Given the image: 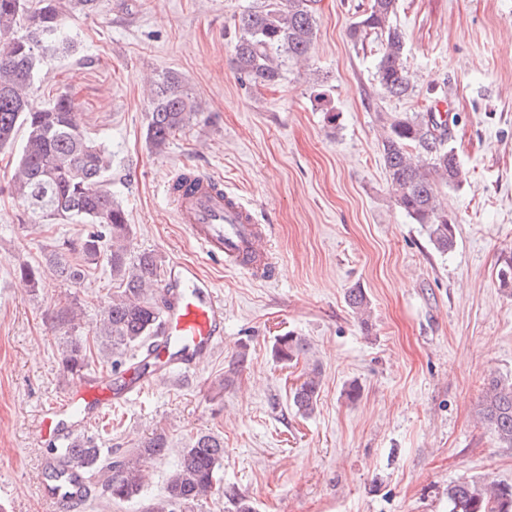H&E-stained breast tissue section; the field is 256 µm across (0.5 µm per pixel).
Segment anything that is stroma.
<instances>
[{"label": "stroma", "mask_w": 512, "mask_h": 512, "mask_svg": "<svg viewBox=\"0 0 512 512\" xmlns=\"http://www.w3.org/2000/svg\"><path fill=\"white\" fill-rule=\"evenodd\" d=\"M368 3L315 0L305 65L286 64L277 85L247 88L230 62L234 18L256 0H100L95 14L65 12L72 48L35 78L44 104L71 89L81 128L111 154L108 187L133 227L129 251L196 264L224 299L212 355L190 371L172 368L86 431L120 454L167 432L171 448L151 462L144 499L162 492L199 433L223 438L224 465L221 494L194 512H230L227 490L257 512H448L451 482L512 484V448L477 414L488 379L512 378V291L497 279L512 252V0H397L393 22L406 34L415 85L403 100L376 92L379 42L348 37ZM167 73L201 114L158 150L146 139V82ZM437 102L467 173L440 189L455 222L444 254L395 206L376 121L380 110ZM16 156L0 150V505L50 512L41 423L79 380L60 369L68 331L54 316L78 303L77 332L88 335L112 278L102 263L79 285L48 270L46 254L79 242L86 227L41 223L9 194ZM187 163L223 178L271 224L275 281L209 259L175 223L162 188ZM23 264L41 269V288L21 282ZM355 285L370 300L366 328L345 300ZM290 332L309 351L285 365L272 346ZM314 366L321 392L304 417L290 394Z\"/></svg>", "instance_id": "obj_1"}]
</instances>
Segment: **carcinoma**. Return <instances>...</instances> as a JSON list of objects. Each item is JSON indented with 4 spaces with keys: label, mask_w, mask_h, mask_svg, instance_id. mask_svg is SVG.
Wrapping results in <instances>:
<instances>
[{
    "label": "carcinoma",
    "mask_w": 512,
    "mask_h": 512,
    "mask_svg": "<svg viewBox=\"0 0 512 512\" xmlns=\"http://www.w3.org/2000/svg\"><path fill=\"white\" fill-rule=\"evenodd\" d=\"M396 0H371L368 9L349 28L357 43L380 40L381 52L374 80L380 92L392 98L414 94L406 66L405 34L393 24ZM62 0H0V149L23 139L18 151L10 193L45 224L71 221L89 224L79 243L80 260L71 262L67 241L50 251L47 263L62 280L84 281L86 271L103 261L109 267L115 291L92 328V337L68 336L62 345L61 366L78 375L90 365V344L97 346L100 364L116 374L121 367L159 336L161 306L149 295L160 279L161 261L152 252L128 254L125 242L132 232L125 209L105 185L111 167L107 151L92 140L77 122L76 100L61 92L49 107L34 99V79L52 55L68 48L62 36ZM317 20L311 0H259L239 15L231 61L241 85L263 86L282 80L286 56L301 62L313 45ZM147 137L157 149L198 118L196 100L181 89L173 75L155 82ZM382 153L387 175L396 189L395 205L421 225L429 242L446 253L455 242V224L448 222L439 186H459L466 180L453 149L447 146L448 123L441 115L424 112H379ZM29 288L41 284L39 269L23 265L17 270ZM345 299L363 325H368L370 302L363 288L347 289ZM308 346L291 333L278 337L273 357L298 362ZM321 388L317 369L291 391L292 405L302 416L311 415ZM480 422L505 448L512 447V379L493 376L486 384L478 409ZM169 437L160 429L134 452L116 458L104 456L90 438L80 437L67 456L48 451L46 470L53 483L65 478L69 463L80 460L86 472L103 476L102 492L120 504L144 496L148 463L164 456ZM224 440L200 433L185 443L161 496L150 500L145 512H190L199 501L220 489ZM233 512H256L253 502L236 492H224ZM449 512H512V484L496 480H462L448 485Z\"/></svg>",
    "instance_id": "obj_1"
}]
</instances>
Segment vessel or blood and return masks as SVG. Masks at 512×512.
I'll use <instances>...</instances> for the list:
<instances>
[{
	"label": "vessel or blood",
	"mask_w": 512,
	"mask_h": 512,
	"mask_svg": "<svg viewBox=\"0 0 512 512\" xmlns=\"http://www.w3.org/2000/svg\"><path fill=\"white\" fill-rule=\"evenodd\" d=\"M175 220L183 224L196 245L209 258L223 261L253 280L273 281L270 225L260 223L251 203L227 191L221 178L186 165L171 173L164 184ZM169 305L160 325L161 335L172 341L173 349H189L195 357L214 351L222 340L224 303L214 284L196 265L176 261L169 271ZM148 378L128 370L122 390H114L108 378L96 385L68 394L69 406H83L84 419L97 418L111 408L118 394H143ZM46 499L57 507L78 503L79 487L48 485Z\"/></svg>",
	"instance_id": "1"
}]
</instances>
